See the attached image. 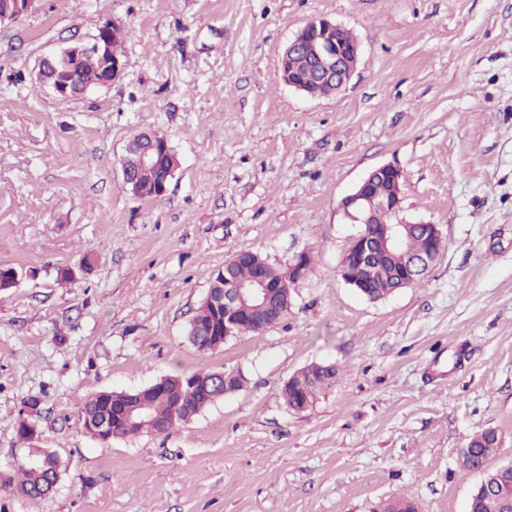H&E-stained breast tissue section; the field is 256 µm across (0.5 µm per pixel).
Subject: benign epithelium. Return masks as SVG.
<instances>
[{"label":"benign epithelium","instance_id":"obj_1","mask_svg":"<svg viewBox=\"0 0 512 512\" xmlns=\"http://www.w3.org/2000/svg\"><path fill=\"white\" fill-rule=\"evenodd\" d=\"M33 0H7L0 9V24L10 22L28 13ZM111 23L99 26L97 33L86 42H80L63 50L64 74H75L82 57L88 53L98 55L105 62V76L93 82L97 88L112 85L122 74L124 62L114 58L108 51L107 32ZM341 26L327 18H315L306 23L288 43L284 56L280 60V73L283 82L305 95L309 91L295 77V69L288 66L290 60L307 55L315 64L320 81L344 88L357 69L361 47L357 41L347 45L336 38ZM51 56L39 58L37 63V80L49 87L62 99L77 97L73 91L72 80L52 75L49 72ZM126 151L135 152L142 168L158 167V161L164 156L171 157V165L165 167L154 188L155 194L161 196L179 166L177 157L172 155L169 142L155 132H148L139 140L128 143ZM388 177L393 184V194L379 197L368 192L370 177L373 175ZM405 175L400 167L384 164L376 167L370 175L362 179L353 191L344 197L339 205L343 219L360 225L352 237L348 249L339 264L338 274L346 285L355 291L365 287V278L371 265L381 255L396 256L401 259L400 277L402 286L413 285L426 276L431 265L438 258L437 252L444 247V237L437 224L425 222L412 223L400 217L402 212L403 186ZM429 240V250L423 253L409 252L405 249V240L411 227ZM229 263L218 270L221 281L210 284L202 303L216 316V321L209 326L197 325L199 335L205 338L204 345L218 349L229 338L236 336L235 330L241 316L251 314L256 318L259 331L276 324L281 313L277 307V297L284 293L291 295L292 288L309 273L305 265V253L294 255L283 266L280 280L275 284L257 277L251 282L240 281L229 274ZM166 391V378L132 391H125L122 396L126 405L121 412L109 414L102 412L95 420L94 429L98 438L106 441L122 436L124 428L134 424L141 409L151 396H161Z\"/></svg>","mask_w":512,"mask_h":512}]
</instances>
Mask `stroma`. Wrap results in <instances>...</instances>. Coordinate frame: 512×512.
<instances>
[{
  "instance_id": "obj_1",
  "label": "stroma",
  "mask_w": 512,
  "mask_h": 512,
  "mask_svg": "<svg viewBox=\"0 0 512 512\" xmlns=\"http://www.w3.org/2000/svg\"><path fill=\"white\" fill-rule=\"evenodd\" d=\"M319 17L362 53L340 93L306 97L279 61ZM108 20L119 79L69 100L38 84L41 56ZM146 130L180 159L156 199L121 177ZM387 163L444 249L371 302L337 275L358 230L338 206ZM242 250L313 269L281 322L198 351L189 322ZM0 266L29 273L0 290V512H468L469 436L497 430L489 465L512 461V0H35L0 24ZM315 361L342 375L294 412L282 386ZM224 369L244 389L168 432L83 426L92 393ZM34 447L62 463L40 498L15 489Z\"/></svg>"
}]
</instances>
